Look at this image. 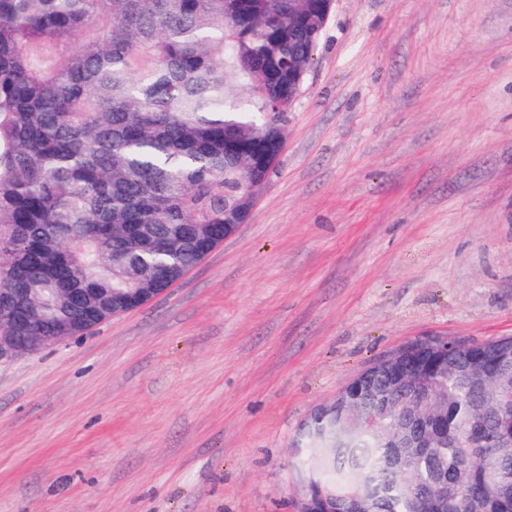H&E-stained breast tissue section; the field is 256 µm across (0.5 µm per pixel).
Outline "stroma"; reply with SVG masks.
Masks as SVG:
<instances>
[{"label":"stroma","mask_w":512,"mask_h":512,"mask_svg":"<svg viewBox=\"0 0 512 512\" xmlns=\"http://www.w3.org/2000/svg\"><path fill=\"white\" fill-rule=\"evenodd\" d=\"M239 232L0 363V512H294L295 437L384 352L512 336V0H335ZM184 274L182 275V277ZM181 277V278H182ZM181 278L177 280H169L164 275H160L158 279L160 280V283L163 285H166L165 288H161L162 286L157 288H130V290L127 292L125 296V307L119 311L114 312L113 311V303H112V312L109 306L102 305L99 297L92 298L88 293H83L80 296L81 301L86 305V307L90 310V314H96L99 315L101 321L99 324L95 326H91L88 324V328L85 330L86 332L92 331L97 326L107 322L108 320L112 319V316L134 310L136 308L142 307L149 303L152 299L159 296L160 294L167 291L170 287H172L177 281H179Z\"/></svg>","instance_id":"35a3bbf8"}]
</instances>
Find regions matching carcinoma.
I'll use <instances>...</instances> for the list:
<instances>
[{
	"label": "carcinoma",
	"instance_id": "1",
	"mask_svg": "<svg viewBox=\"0 0 512 512\" xmlns=\"http://www.w3.org/2000/svg\"><path fill=\"white\" fill-rule=\"evenodd\" d=\"M309 2L290 20L288 0H0V291L107 298L223 241L254 158L277 154L265 126L294 93L288 69L314 62ZM143 229L171 245L112 254ZM465 343L481 383L426 382L448 442L392 470L401 417L365 425L382 379L348 419L299 431L306 483L338 512L366 493L374 512H512V375L495 344Z\"/></svg>",
	"mask_w": 512,
	"mask_h": 512
}]
</instances>
